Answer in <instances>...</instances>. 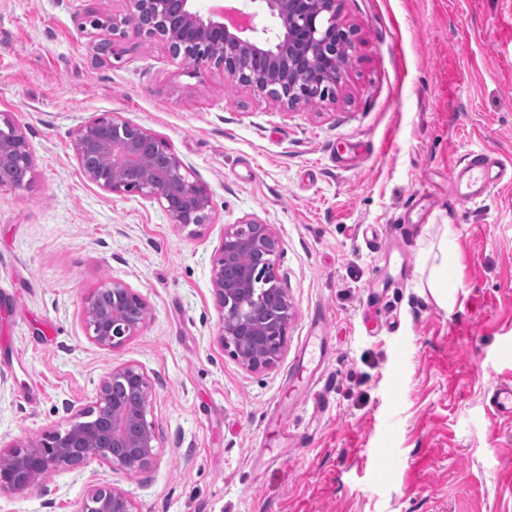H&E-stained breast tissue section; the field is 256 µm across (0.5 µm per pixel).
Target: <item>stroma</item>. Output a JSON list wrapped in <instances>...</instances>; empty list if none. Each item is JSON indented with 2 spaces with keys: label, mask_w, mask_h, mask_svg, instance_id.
<instances>
[{
  "label": "stroma",
  "mask_w": 512,
  "mask_h": 512,
  "mask_svg": "<svg viewBox=\"0 0 512 512\" xmlns=\"http://www.w3.org/2000/svg\"><path fill=\"white\" fill-rule=\"evenodd\" d=\"M122 0H0V113L34 158L0 190V443L94 402L110 368L151 381L158 460L47 476L50 512L91 478L138 512H512V184L477 207L448 181L468 152L512 158V0H340L358 60L335 102L282 111L158 41L100 62L78 25ZM112 112L167 139L216 220L169 223L86 181L71 133ZM272 225L295 316L279 363L220 345L210 286L224 227ZM448 242V300L421 273ZM152 317L125 345L89 338L84 297L108 278ZM400 368V386L390 374ZM328 388L321 406L289 397Z\"/></svg>",
  "instance_id": "obj_1"
}]
</instances>
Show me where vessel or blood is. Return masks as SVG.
I'll use <instances>...</instances> for the list:
<instances>
[{"label":"vessel or blood","instance_id":"1","mask_svg":"<svg viewBox=\"0 0 512 512\" xmlns=\"http://www.w3.org/2000/svg\"><path fill=\"white\" fill-rule=\"evenodd\" d=\"M508 168L494 152L473 151L454 174L453 196L463 206L482 203L492 186L504 182Z\"/></svg>","mask_w":512,"mask_h":512}]
</instances>
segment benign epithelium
Returning a JSON list of instances; mask_svg holds the SVG:
<instances>
[{
    "instance_id": "7a95c632",
    "label": "benign epithelium",
    "mask_w": 512,
    "mask_h": 512,
    "mask_svg": "<svg viewBox=\"0 0 512 512\" xmlns=\"http://www.w3.org/2000/svg\"><path fill=\"white\" fill-rule=\"evenodd\" d=\"M120 14L89 15L79 31H102L97 53L109 55L130 38L162 42L172 58L198 74H220L258 100L293 110L336 101L357 53V29L338 21V0H244L241 7L199 0H125ZM85 179L115 195L137 193L156 203L181 229L215 220L209 186L162 137L107 113L85 120L73 134ZM155 166L149 167L145 159ZM34 159L19 126L0 113V188L31 182ZM280 240L269 224L245 218L224 228L212 259L211 288L219 311L221 346L250 371L279 362L294 317L279 274ZM92 342L104 350L124 345L151 317L139 293L111 278L83 301ZM151 383L136 364L109 369L93 404H64L63 423L43 438L0 448V494L22 493L35 477L93 463L128 474L157 459L158 436L147 418ZM72 512H137L133 499L107 482L89 483Z\"/></svg>"
}]
</instances>
